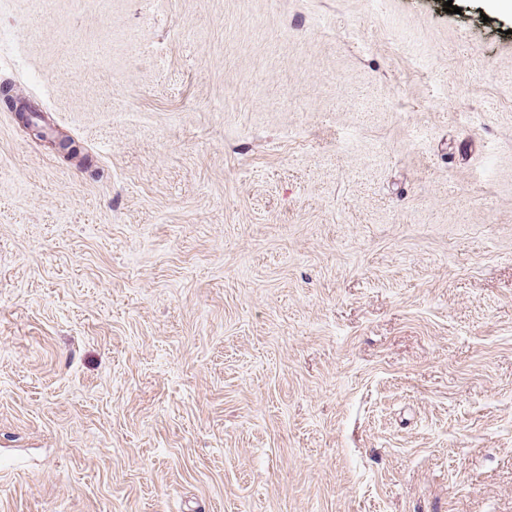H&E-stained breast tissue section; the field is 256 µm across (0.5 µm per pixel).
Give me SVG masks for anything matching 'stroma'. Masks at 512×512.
I'll return each instance as SVG.
<instances>
[{"instance_id":"obj_1","label":"stroma","mask_w":512,"mask_h":512,"mask_svg":"<svg viewBox=\"0 0 512 512\" xmlns=\"http://www.w3.org/2000/svg\"><path fill=\"white\" fill-rule=\"evenodd\" d=\"M0 0V512H512V14Z\"/></svg>"}]
</instances>
